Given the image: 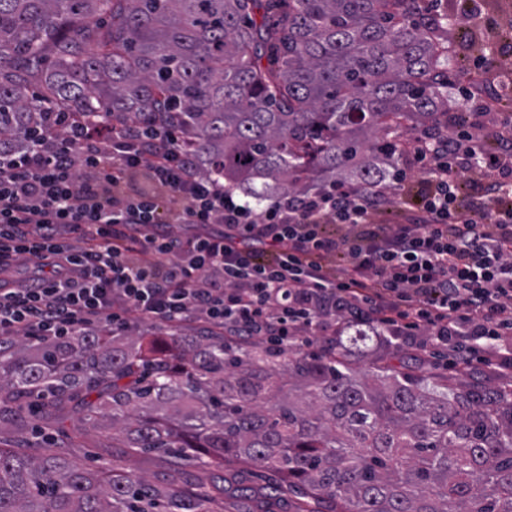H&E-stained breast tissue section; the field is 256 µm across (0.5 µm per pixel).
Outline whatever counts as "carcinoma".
Instances as JSON below:
<instances>
[{
  "mask_svg": "<svg viewBox=\"0 0 512 512\" xmlns=\"http://www.w3.org/2000/svg\"><path fill=\"white\" fill-rule=\"evenodd\" d=\"M421 0H0V150L38 139L51 113L179 116L200 172L261 205L356 183L394 188L405 130L440 127L457 53ZM256 355L209 331L118 344L104 330L0 349V425L69 405L83 426L109 410L133 451L178 472L268 470L294 512H512V389L452 376L363 379L345 350ZM294 392H285V381ZM0 512H221L211 491L63 451L0 448Z\"/></svg>",
  "mask_w": 512,
  "mask_h": 512,
  "instance_id": "1",
  "label": "carcinoma"
}]
</instances>
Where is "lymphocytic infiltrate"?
Returning a JSON list of instances; mask_svg holds the SVG:
<instances>
[{
  "label": "lymphocytic infiltrate",
  "mask_w": 512,
  "mask_h": 512,
  "mask_svg": "<svg viewBox=\"0 0 512 512\" xmlns=\"http://www.w3.org/2000/svg\"><path fill=\"white\" fill-rule=\"evenodd\" d=\"M471 129L458 121L406 144L427 189L408 223L388 225L371 221L389 202L380 190L342 184L257 212L200 173L183 131L118 112L106 127L90 112L56 114L39 140L0 154V341L161 321L332 344L354 321L381 344L426 330L460 372L474 353L512 371V119L492 151ZM79 166L90 173L82 182ZM134 169L155 193L119 194ZM470 169L481 179L466 200L459 175ZM169 195L180 206L164 223ZM330 221L345 233L328 234ZM64 228L77 245L62 240ZM26 255L45 275L12 276ZM327 255L344 262L336 277L323 271Z\"/></svg>",
  "instance_id": "1"
}]
</instances>
